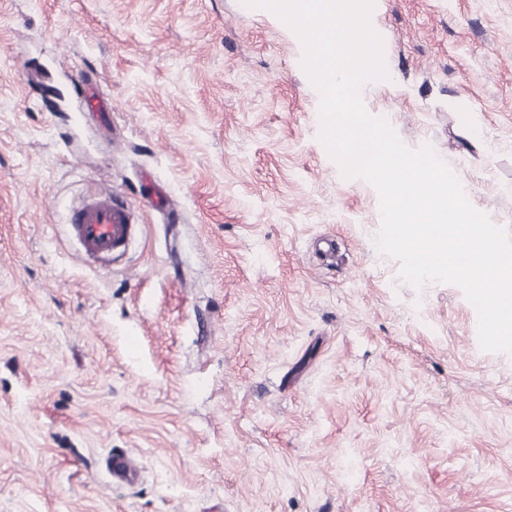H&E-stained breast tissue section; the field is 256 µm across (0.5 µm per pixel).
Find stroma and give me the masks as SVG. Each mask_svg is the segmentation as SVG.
Returning <instances> with one entry per match:
<instances>
[{"instance_id": "35a3bbf8", "label": "stroma", "mask_w": 512, "mask_h": 512, "mask_svg": "<svg viewBox=\"0 0 512 512\" xmlns=\"http://www.w3.org/2000/svg\"><path fill=\"white\" fill-rule=\"evenodd\" d=\"M371 23L366 112L512 234V0ZM301 58L243 0H0V512H512V355L380 252ZM105 191L142 231L100 269ZM70 233L92 263L112 264L139 234L130 205L101 192L85 198L73 211Z\"/></svg>"}]
</instances>
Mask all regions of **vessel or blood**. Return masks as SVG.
<instances>
[{"label":"vessel or blood","mask_w":512,"mask_h":512,"mask_svg":"<svg viewBox=\"0 0 512 512\" xmlns=\"http://www.w3.org/2000/svg\"><path fill=\"white\" fill-rule=\"evenodd\" d=\"M130 205L101 192L85 198L73 211L70 233L85 257L110 264L120 259L139 234Z\"/></svg>","instance_id":"obj_1"}]
</instances>
